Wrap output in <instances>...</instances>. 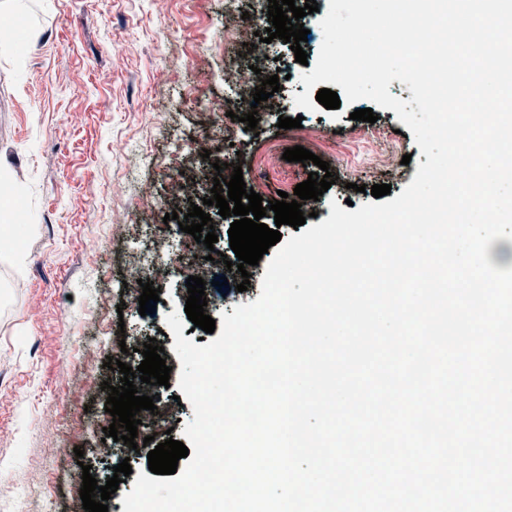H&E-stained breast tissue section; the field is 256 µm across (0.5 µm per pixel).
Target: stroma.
I'll list each match as a JSON object with an SVG mask.
<instances>
[{"instance_id":"1","label":"stroma","mask_w":512,"mask_h":512,"mask_svg":"<svg viewBox=\"0 0 512 512\" xmlns=\"http://www.w3.org/2000/svg\"><path fill=\"white\" fill-rule=\"evenodd\" d=\"M251 8L242 0L241 18L229 22L224 0H0V176L19 192L0 195V222L12 227L0 235V512H83V465L102 486L126 459L133 474L107 502L108 512H124L148 459L103 435L111 416L101 385L121 378L106 358L139 366L144 342L156 339L172 368L159 394L171 401L181 361L166 317L184 310L187 278L207 281L205 312L216 320L259 297L265 266L250 267L240 292V272L223 263L230 219L207 209L218 236L212 260L164 219L211 195L193 138L210 137L213 159L241 167L267 201L315 169L285 161V149L300 145L329 162L335 183L302 206L310 226L330 216V201L371 202L360 185L387 184L396 196L417 173L421 151L390 109L371 124L351 119L347 105L322 108L290 130L276 124L296 117L291 107L259 114L253 131L230 119L240 91L225 83V67L281 74L290 98L305 90V67L282 40L247 50V32L267 28L245 19ZM204 99L222 101V111L201 109ZM147 191L157 199L149 216ZM154 253L169 275L144 274L161 293L143 316L142 282L129 272Z\"/></svg>"}]
</instances>
